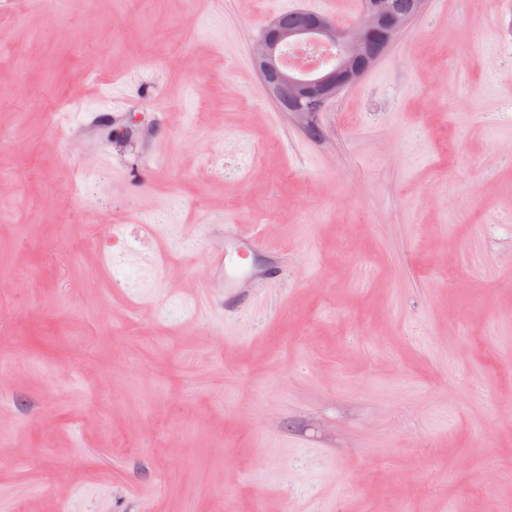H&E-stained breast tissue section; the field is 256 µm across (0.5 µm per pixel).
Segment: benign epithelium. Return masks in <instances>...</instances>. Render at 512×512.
Segmentation results:
<instances>
[{"label": "benign epithelium", "instance_id": "benign-epithelium-1", "mask_svg": "<svg viewBox=\"0 0 512 512\" xmlns=\"http://www.w3.org/2000/svg\"><path fill=\"white\" fill-rule=\"evenodd\" d=\"M366 11L378 27L342 30L335 22L308 16L302 29H288L271 22L256 41L253 60L270 96L286 112L322 111L345 88L357 82L401 35L411 16H399L391 0H366ZM291 44L336 47L329 67L296 69L285 63V49Z\"/></svg>", "mask_w": 512, "mask_h": 512}]
</instances>
